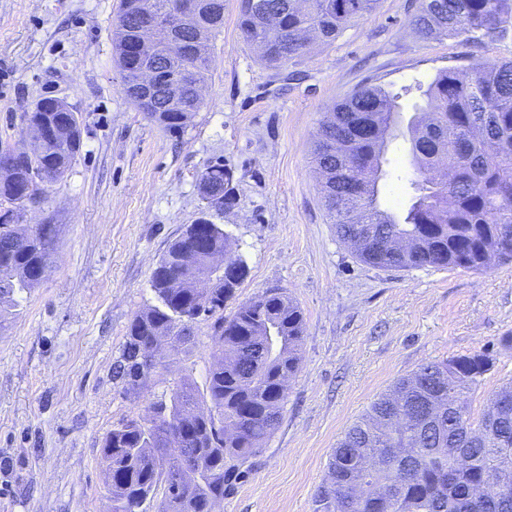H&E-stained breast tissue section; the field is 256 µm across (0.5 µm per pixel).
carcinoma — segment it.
I'll return each instance as SVG.
<instances>
[{"instance_id": "1", "label": "carcinoma", "mask_w": 512, "mask_h": 512, "mask_svg": "<svg viewBox=\"0 0 512 512\" xmlns=\"http://www.w3.org/2000/svg\"><path fill=\"white\" fill-rule=\"evenodd\" d=\"M378 0H240L239 28L265 64L279 68L305 50L300 32L327 43ZM119 0L113 23L114 61L122 75L137 69L135 44L143 33ZM224 0H199L182 37L185 50L213 40L224 24ZM423 38L444 35L494 40L512 27V0H419L414 16ZM423 104L407 122L412 194L399 215L378 204V182L370 168L384 169L385 148L402 121L400 95L364 85L334 104L318 127L312 162L326 179L321 192L336 236L359 260L380 268H463L474 272L512 262V61L486 59L467 68L439 71L424 88ZM204 105L166 91L160 110L147 115L180 131L190 113ZM57 112H26L28 133L56 121ZM66 142L41 146L30 139L28 183L0 180V199L23 205L18 192L43 196L44 186L66 174L82 146L79 115L69 114ZM231 176L220 161L199 176L205 223L235 203ZM193 225L169 245L156 265L151 288L157 304L134 316L128 327L117 376L146 383L138 350L167 342L171 352L191 342L197 310L213 319L214 361L206 391L182 379L169 401L150 405L148 416L113 428L102 447L104 480L112 512H211L242 466L261 451L279 426L287 390L285 377L300 368L305 320L298 304L279 288L224 315L247 274L230 235L214 224L212 245L238 270L237 281L216 277L207 294L194 288L207 270V256L192 253ZM58 234L53 224H0V313L19 305L18 296L37 287L40 266L51 264ZM494 366L483 352L420 367L397 380L336 443L328 476L315 495L314 512H512V382L490 398L473 420L469 394ZM167 418L185 434L186 475L179 490L167 486L168 447L156 420Z\"/></svg>"}]
</instances>
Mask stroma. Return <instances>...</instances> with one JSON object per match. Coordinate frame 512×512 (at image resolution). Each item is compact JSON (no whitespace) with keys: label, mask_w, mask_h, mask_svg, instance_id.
Masks as SVG:
<instances>
[{"label":"stroma","mask_w":512,"mask_h":512,"mask_svg":"<svg viewBox=\"0 0 512 512\" xmlns=\"http://www.w3.org/2000/svg\"><path fill=\"white\" fill-rule=\"evenodd\" d=\"M118 0H0V143L26 149L23 113L43 97L82 117V149L24 224H54L47 277L0 323V512H110L100 465L106 435L143 417L185 378L204 384L211 321L167 371L137 387L116 378L131 320L156 305L151 274L204 203L198 175L212 160L233 175L219 221L248 273L245 301L282 288L305 317L301 368L283 419L224 494L217 512H314L337 440L399 377L485 350L495 360L471 392L472 418L512 381V264L483 272L381 269L338 240L311 163L325 111L370 82L398 93L438 71L512 60V30L464 42L423 39L418 0H379L328 44L280 68L264 64L224 0L204 105L167 131L125 97L113 62ZM382 209L399 214L415 176L409 145L392 140Z\"/></svg>","instance_id":"35a3bbf8"}]
</instances>
